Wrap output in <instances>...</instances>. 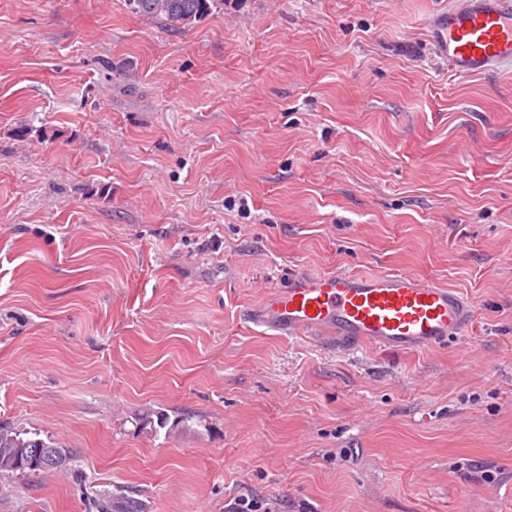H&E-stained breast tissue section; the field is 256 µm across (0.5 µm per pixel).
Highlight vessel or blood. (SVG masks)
I'll use <instances>...</instances> for the list:
<instances>
[{"label":"vessel or blood","mask_w":512,"mask_h":512,"mask_svg":"<svg viewBox=\"0 0 512 512\" xmlns=\"http://www.w3.org/2000/svg\"><path fill=\"white\" fill-rule=\"evenodd\" d=\"M437 31L439 49L458 74L512 66V0H448ZM472 314L458 291L412 275L336 269L293 271L246 318L278 332L326 331L342 349L372 343L418 351L463 335Z\"/></svg>","instance_id":"vessel-or-blood-1"}]
</instances>
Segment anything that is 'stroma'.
Wrapping results in <instances>:
<instances>
[{
  "label": "stroma",
  "mask_w": 512,
  "mask_h": 512,
  "mask_svg": "<svg viewBox=\"0 0 512 512\" xmlns=\"http://www.w3.org/2000/svg\"><path fill=\"white\" fill-rule=\"evenodd\" d=\"M446 7L0 0V427L73 451L0 512H512V68L451 71ZM294 268L474 315L409 353L247 322ZM131 9L147 18H163L177 29L193 28L224 0H128Z\"/></svg>",
  "instance_id": "obj_1"
}]
</instances>
